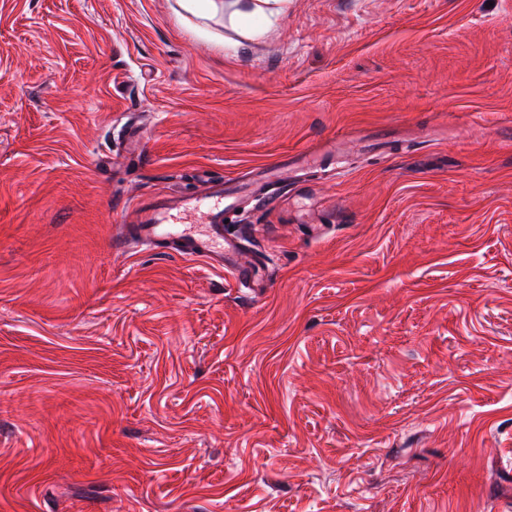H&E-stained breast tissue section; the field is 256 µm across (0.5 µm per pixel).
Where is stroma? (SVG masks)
<instances>
[{"label":"stroma","instance_id":"stroma-1","mask_svg":"<svg viewBox=\"0 0 512 512\" xmlns=\"http://www.w3.org/2000/svg\"><path fill=\"white\" fill-rule=\"evenodd\" d=\"M214 2L0 0V512H512V0ZM365 134L227 212L254 297L113 245ZM312 161L313 156L307 153H299L290 158V160L279 159L275 163L263 168L259 176L246 186L250 193L262 198L265 183L273 181L286 182L288 181V173L295 167L309 166Z\"/></svg>","mask_w":512,"mask_h":512}]
</instances>
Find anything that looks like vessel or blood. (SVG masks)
<instances>
[{"label":"vessel or blood","instance_id":"vessel-or-blood-1","mask_svg":"<svg viewBox=\"0 0 512 512\" xmlns=\"http://www.w3.org/2000/svg\"><path fill=\"white\" fill-rule=\"evenodd\" d=\"M312 155L300 153L281 159L262 169L247 188L261 195L265 183L284 182L294 168L310 165ZM237 192L223 180L207 182L192 195L161 194L137 201L129 223L119 225L117 234L128 249L157 251L172 249L186 260L199 261L228 276L236 287H259L256 264L246 259L240 238L224 233V216L235 204ZM198 213L202 224L182 223L183 215Z\"/></svg>","mask_w":512,"mask_h":512}]
</instances>
